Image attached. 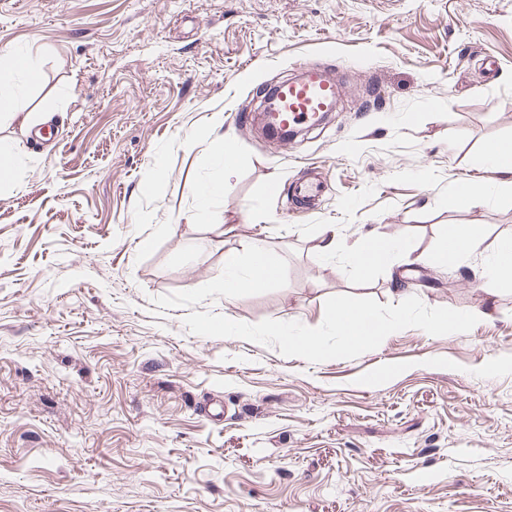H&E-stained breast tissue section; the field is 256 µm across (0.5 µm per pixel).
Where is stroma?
<instances>
[{"label": "stroma", "mask_w": 512, "mask_h": 512, "mask_svg": "<svg viewBox=\"0 0 512 512\" xmlns=\"http://www.w3.org/2000/svg\"><path fill=\"white\" fill-rule=\"evenodd\" d=\"M18 50L41 72L34 128L0 122V512H512V285L482 290L512 200L452 197L512 140V0H0ZM308 68L340 85L326 125L234 122ZM311 175L315 209L266 191ZM449 223L483 245L431 266ZM374 231L408 252L357 267ZM258 242L283 278L225 300ZM343 302L407 322L351 349ZM262 253L272 255L276 259L280 276L284 269L283 261L275 250L265 244H254L246 262L237 252L229 251L224 254V277L219 287L224 288L225 300H230L244 290L258 288L267 282L276 281L275 278L279 276L275 278L264 277L263 273L256 267V256ZM311 333L300 336H285L288 347L304 355H315L328 352V349Z\"/></svg>", "instance_id": "1"}]
</instances>
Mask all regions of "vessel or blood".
Instances as JSON below:
<instances>
[{
	"label": "vessel or blood",
	"mask_w": 512,
	"mask_h": 512,
	"mask_svg": "<svg viewBox=\"0 0 512 512\" xmlns=\"http://www.w3.org/2000/svg\"><path fill=\"white\" fill-rule=\"evenodd\" d=\"M338 85L333 77L312 71L280 83L262 120L270 131L319 125L336 108Z\"/></svg>",
	"instance_id": "vessel-or-blood-1"
}]
</instances>
